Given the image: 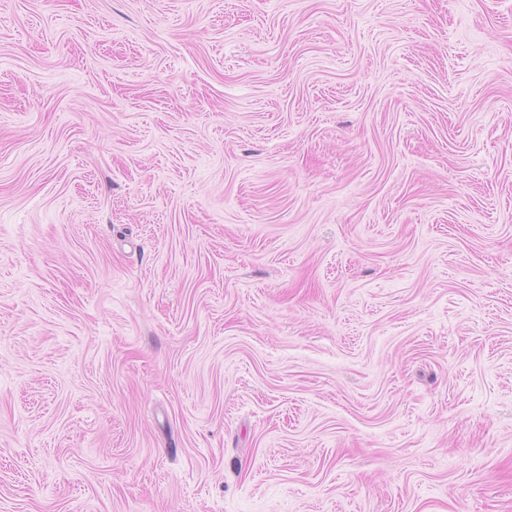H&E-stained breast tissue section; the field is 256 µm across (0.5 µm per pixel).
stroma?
Wrapping results in <instances>:
<instances>
[{
    "instance_id": "obj_1",
    "label": "stroma",
    "mask_w": 512,
    "mask_h": 512,
    "mask_svg": "<svg viewBox=\"0 0 512 512\" xmlns=\"http://www.w3.org/2000/svg\"><path fill=\"white\" fill-rule=\"evenodd\" d=\"M0 512H512V0H0Z\"/></svg>"
}]
</instances>
